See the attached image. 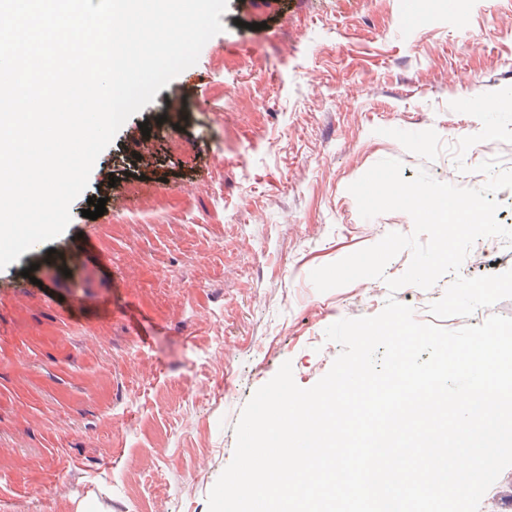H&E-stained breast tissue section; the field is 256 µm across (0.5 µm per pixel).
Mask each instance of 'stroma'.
I'll return each instance as SVG.
<instances>
[{
  "label": "stroma",
  "instance_id": "1",
  "mask_svg": "<svg viewBox=\"0 0 512 512\" xmlns=\"http://www.w3.org/2000/svg\"><path fill=\"white\" fill-rule=\"evenodd\" d=\"M220 20L197 63L97 158L70 206L92 239L70 274L48 270L52 298L22 288L0 305V339L34 351L0 362V451L28 487L7 512H208L245 405L286 361L300 387L315 385L341 352L329 325L377 315L391 295L447 330L512 317L507 298L433 319L449 274L390 292L407 250L381 278L324 293L310 280L412 232L400 211L362 218L348 190L380 160H399L408 180L423 168L472 189L486 181L478 164L512 169V143L482 141L459 172L452 148L481 123L449 107L512 86V0H228ZM164 109L175 132L158 122ZM106 196L111 213L86 221L88 198ZM78 297L93 348L80 334L59 341ZM51 445L83 464L46 484Z\"/></svg>",
  "mask_w": 512,
  "mask_h": 512
}]
</instances>
